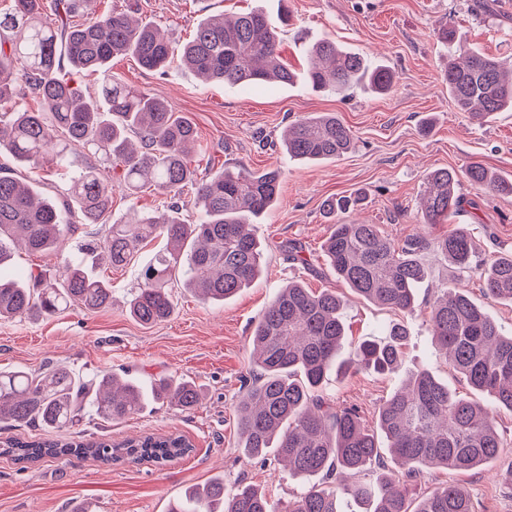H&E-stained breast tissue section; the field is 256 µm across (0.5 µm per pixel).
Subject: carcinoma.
I'll return each mask as SVG.
<instances>
[{
    "mask_svg": "<svg viewBox=\"0 0 512 512\" xmlns=\"http://www.w3.org/2000/svg\"><path fill=\"white\" fill-rule=\"evenodd\" d=\"M88 0H13L0 12V104L21 86L37 96L38 112L0 113V151L20 165H37L54 154L72 166L70 155L85 151L99 158L71 171L69 201L60 205L28 181L0 172V266L9 245L30 253H60L75 223L97 224L112 209V180L135 191L149 186L159 203L148 212L134 208L110 225L103 247L114 267L129 262L147 243L165 248L141 270V285L129 301V314L153 326L174 312L169 284L177 280L211 304L224 302L261 275L264 247L254 224L276 202L280 173L245 168L200 174L201 153L193 123L166 101L108 78L112 58L132 54L147 70H162L174 57L199 78L236 85L293 82L279 53V34L256 10L232 20L209 16L183 44L164 31L114 10L80 24ZM450 55L444 71L456 109L487 118L512 111V69L466 46L464 35L441 31ZM97 71L105 77L101 99L85 94L67 71ZM306 84L315 92L343 93L363 85L376 93L390 90L394 73L324 38L309 49ZM353 133L333 113L291 123L282 146L288 157L304 161L336 159L352 149ZM456 171L429 172L421 198V219L440 224L462 210ZM472 185L493 195L512 196V179L479 162L462 170ZM195 191L197 223L178 214L186 187ZM361 196L330 198L328 216L357 206ZM79 221H73V218ZM435 249L464 276L479 266L470 234L458 227L430 241L413 235L395 243L376 224L331 225L323 250L331 270L360 298L410 314L426 277L424 252ZM483 292L512 304V253L482 267ZM71 306L97 311L112 306V288L87 272L79 254L61 258L55 273L27 277L0 275V318L50 317ZM343 299L332 290L316 292L299 282L281 289L254 326L249 359L253 382L237 406L241 448L248 458L273 452L278 462L307 487L280 511L266 493L249 484L224 496L215 479L173 501L167 512H339L337 492L352 496L362 512H477L469 493L444 484L411 505L407 485L425 468L467 471L496 458L503 444L494 412L457 395L421 369L383 401L377 428L366 426L355 406H334L320 394L331 368L342 375L359 371L384 374L400 363L406 330L394 325L382 340H364L352 356L338 361L346 339ZM432 335L445 360L467 385L490 394L496 408L512 412V334L475 303L456 280L430 304ZM201 392L195 383L162 377L150 387L113 374L84 376L66 366L45 371L0 370V422L73 432L65 443L15 440L0 450L18 460L92 457L164 464L182 458L192 444L182 435L146 434L118 443L74 431L87 418L123 420L150 405L193 409ZM383 435L394 468L378 477L374 492L355 476L384 468L378 435Z\"/></svg>",
    "mask_w": 512,
    "mask_h": 512,
    "instance_id": "cac0c4a2",
    "label": "carcinoma"
}]
</instances>
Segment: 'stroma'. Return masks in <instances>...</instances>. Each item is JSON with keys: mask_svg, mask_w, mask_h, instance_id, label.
I'll return each mask as SVG.
<instances>
[{"mask_svg": "<svg viewBox=\"0 0 512 512\" xmlns=\"http://www.w3.org/2000/svg\"><path fill=\"white\" fill-rule=\"evenodd\" d=\"M144 21L161 26L175 43L189 40L198 22L211 15L236 16L260 9L280 30L279 51L289 68L303 72L308 44L330 38L373 64L395 73L392 89L378 94L355 88L348 96L312 92L294 84L228 85L203 83L172 63L166 71L142 68L131 55L114 58L113 76L174 104L195 124L210 171L244 167L281 173L277 203L261 218L255 233L265 247L264 268L250 287L222 304L201 303L188 290L174 287L172 316L153 326L127 312L143 264L153 247L139 251L129 264L113 268L93 263L94 273L112 287L109 309H66L54 316L0 319V368L44 370L64 365L86 375L117 373L141 382L159 376L193 381L203 394L189 411L146 409L124 420H92L91 433L113 440L144 433L180 434L192 444L189 456L163 466L152 463H101L92 459L44 458L23 462L0 452V512H74L81 503L93 512H167L186 487L224 478L225 493L243 483L265 491L287 507L302 483L273 461L250 459L239 446L236 407L242 380L249 372V336L265 307L288 282L312 290L330 289L343 297L348 339H383L392 325H403L401 364L386 374L329 373L323 397L337 405H357L367 423L399 390L407 375L425 368L461 396L490 404L473 391L438 351L429 326V304L440 288L455 282L454 266L440 252L424 255L427 277L417 293L418 308L404 314L358 297L332 273L323 244L330 219L323 203L363 191L365 199L353 220L378 225L394 241L411 235L434 240L457 226L470 233L480 256L512 252V197L496 196L460 181L464 213L439 224H423L417 214L427 173L458 170L478 161L512 178V112H498L478 123L456 111L442 77L448 48L437 31L452 25L475 49L512 62V0H496L493 13H479L474 0H138ZM331 112L355 135V146L341 157L320 163L289 158L280 147L283 127L316 113ZM0 164L14 176L33 180L44 196L59 200L63 167L48 159L34 169L13 165L0 151ZM157 204L151 189L131 195L115 186L112 210L102 223L87 225L78 238L94 234L104 242L107 228L129 209L150 211ZM301 247L310 267L292 263L284 244ZM344 347L342 357L352 349ZM503 448L487 466L471 471L426 469L408 487L419 500L447 482L465 487L478 512H512V485L501 474L512 467V412L498 411Z\"/></svg>", "mask_w": 512, "mask_h": 512, "instance_id": "stroma-1", "label": "stroma"}]
</instances>
